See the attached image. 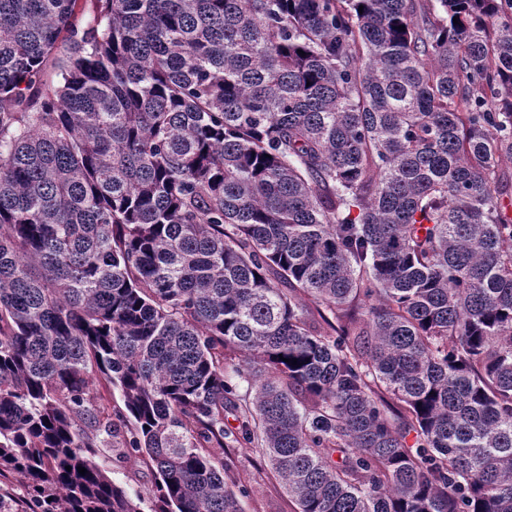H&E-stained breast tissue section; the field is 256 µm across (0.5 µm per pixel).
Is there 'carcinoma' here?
Wrapping results in <instances>:
<instances>
[{
	"label": "carcinoma",
	"instance_id": "carcinoma-1",
	"mask_svg": "<svg viewBox=\"0 0 512 512\" xmlns=\"http://www.w3.org/2000/svg\"><path fill=\"white\" fill-rule=\"evenodd\" d=\"M504 159L512 0H0V512H512ZM224 468H228L231 486L240 496L244 512H298L295 499L263 456L261 448L235 444L224 449ZM97 460L115 483L132 497L141 498L143 512H151L155 473L141 457L123 456L114 448H101Z\"/></svg>",
	"mask_w": 512,
	"mask_h": 512
}]
</instances>
